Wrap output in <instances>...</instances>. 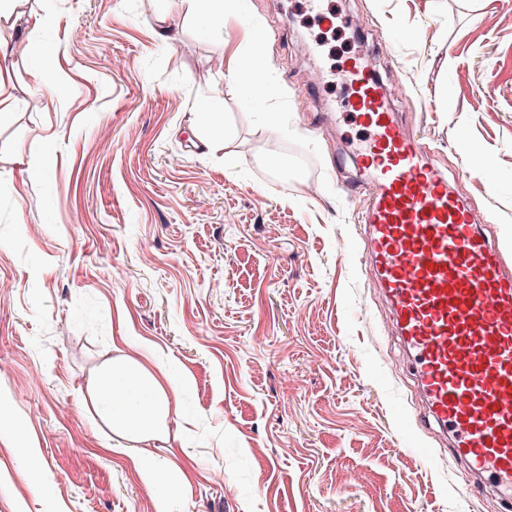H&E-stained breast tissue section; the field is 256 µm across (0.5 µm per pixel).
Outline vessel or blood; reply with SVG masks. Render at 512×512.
Segmentation results:
<instances>
[{
  "mask_svg": "<svg viewBox=\"0 0 512 512\" xmlns=\"http://www.w3.org/2000/svg\"><path fill=\"white\" fill-rule=\"evenodd\" d=\"M338 81L366 133L347 189L366 205L364 250L413 358L424 416L451 432L473 491L512 499V267L394 112L392 85L359 59Z\"/></svg>",
  "mask_w": 512,
  "mask_h": 512,
  "instance_id": "b4317fda",
  "label": "vessel or blood"
}]
</instances>
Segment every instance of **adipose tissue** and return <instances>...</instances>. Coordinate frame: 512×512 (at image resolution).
Instances as JSON below:
<instances>
[{
	"label": "adipose tissue",
	"instance_id": "adipose-tissue-1",
	"mask_svg": "<svg viewBox=\"0 0 512 512\" xmlns=\"http://www.w3.org/2000/svg\"><path fill=\"white\" fill-rule=\"evenodd\" d=\"M169 389L165 365H150L128 354L105 361L88 384L89 400L98 417L111 423L117 447L133 449L141 474L163 494L179 491L189 477L185 471L158 466L140 448L145 443L170 441V421L178 403Z\"/></svg>",
	"mask_w": 512,
	"mask_h": 512
}]
</instances>
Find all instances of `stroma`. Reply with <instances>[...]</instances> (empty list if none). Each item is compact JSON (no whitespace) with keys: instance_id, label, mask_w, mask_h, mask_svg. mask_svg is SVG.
<instances>
[{"instance_id":"35a3bbf8","label":"stroma","mask_w":512,"mask_h":512,"mask_svg":"<svg viewBox=\"0 0 512 512\" xmlns=\"http://www.w3.org/2000/svg\"><path fill=\"white\" fill-rule=\"evenodd\" d=\"M332 2L365 29L301 0H247L220 36L195 0H24L0 61V512H157L84 399L123 340L177 390L171 446L144 451L191 473L166 512H512L420 421L336 167L361 131L310 85L354 53L388 77L512 261V0ZM244 54L250 105L224 79Z\"/></svg>"}]
</instances>
